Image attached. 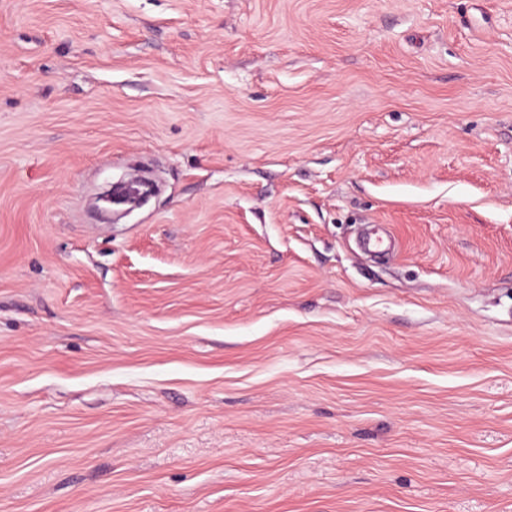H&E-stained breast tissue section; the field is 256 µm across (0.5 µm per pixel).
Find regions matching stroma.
<instances>
[{"mask_svg": "<svg viewBox=\"0 0 512 512\" xmlns=\"http://www.w3.org/2000/svg\"><path fill=\"white\" fill-rule=\"evenodd\" d=\"M0 512H512V0H0Z\"/></svg>", "mask_w": 512, "mask_h": 512, "instance_id": "35a3bbf8", "label": "stroma"}]
</instances>
